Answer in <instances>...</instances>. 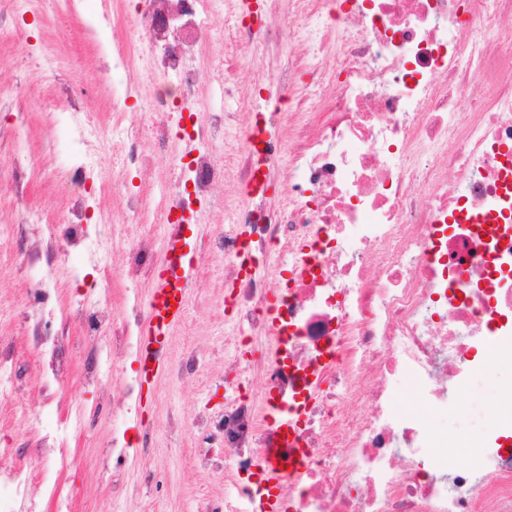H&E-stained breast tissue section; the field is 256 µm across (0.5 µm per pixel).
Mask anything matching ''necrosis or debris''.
<instances>
[{
  "instance_id": "4bbe7bcc",
  "label": "necrosis or debris",
  "mask_w": 512,
  "mask_h": 512,
  "mask_svg": "<svg viewBox=\"0 0 512 512\" xmlns=\"http://www.w3.org/2000/svg\"><path fill=\"white\" fill-rule=\"evenodd\" d=\"M278 2L136 0L132 23L121 26L119 0H103L85 31L107 70L127 76L106 85V126L57 81L59 60L43 51L39 75L55 77L70 100L55 120L70 131L63 178L74 202L65 223H43L33 201L45 176L27 164L28 131L18 125L25 162L0 182V200L20 221L0 226V252L22 245L35 225L46 243L65 240L109 272L110 238L84 231L93 200L83 188L92 178L99 193L119 191L126 174L151 170L126 108L132 97L147 102L154 138L184 158L192 190L132 196L133 211L152 205L167 225L203 201L228 215L211 249L241 327L229 342L223 410L197 411L190 424L207 442L197 466L223 470L233 496L206 512H512V430L490 429L463 457L451 453L459 445L451 422L465 414L471 382L512 360V0H288L304 25L271 38L288 42L311 80L295 96L297 74L284 68L263 90L295 107L291 135L272 136L278 110L257 111L247 149L229 158L232 115L203 95L205 72L224 74L205 36L227 12L248 48ZM116 139L117 164L104 169ZM280 160L288 174L273 204L270 166ZM228 180L242 203L214 196ZM271 254L287 262L288 278L251 270ZM127 302L119 336L104 345L115 321L110 289L32 310L58 326L34 335L48 358L43 388L69 391L72 324L87 339L78 351L85 385L136 357L147 310L139 294ZM261 336L275 348L247 359ZM257 370L262 394L244 400L240 389ZM409 377L441 426L399 411ZM24 421L41 446L27 464L0 448V512H40L46 500L71 512L58 479L76 462L70 438L90 428L82 402L71 400L49 432L39 415Z\"/></svg>"
}]
</instances>
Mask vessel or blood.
I'll list each match as a JSON object with an SVG mask.
<instances>
[{
	"label": "vessel or blood",
	"mask_w": 512,
	"mask_h": 512,
	"mask_svg": "<svg viewBox=\"0 0 512 512\" xmlns=\"http://www.w3.org/2000/svg\"><path fill=\"white\" fill-rule=\"evenodd\" d=\"M190 217L169 225L163 247V259L155 268L148 300L149 317L141 336L137 360L141 382H155L167 369L165 349L169 336L181 322L187 291L198 275V264L189 234L194 231Z\"/></svg>",
	"instance_id": "b4317fda"
}]
</instances>
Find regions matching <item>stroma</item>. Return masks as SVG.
<instances>
[{"label":"stroma","mask_w":512,"mask_h":512,"mask_svg":"<svg viewBox=\"0 0 512 512\" xmlns=\"http://www.w3.org/2000/svg\"><path fill=\"white\" fill-rule=\"evenodd\" d=\"M100 8L101 0H83L78 12L56 15V26L69 33L66 43L57 45L56 51L63 78L80 94L86 111L105 123L109 120V108L96 79L102 61L83 28L85 19ZM26 29L29 45L0 44V87L11 93L9 107L0 108V174H9L20 161L14 151L13 134L15 116L18 110H25L30 120V154L46 174L44 194L38 204L50 221L59 223L72 206L56 178L59 162L69 150V134L56 126L51 113L43 109L47 88L39 80L34 61L46 43L42 19L28 18ZM212 30V59L228 57L233 61L229 76L233 90L241 99L235 142L241 145L255 120L251 91L267 83L275 59H287L288 51L280 45L258 42L246 52H238L234 22L222 15L215 17ZM100 206L125 213L127 217L121 235L116 236L113 244L111 284L113 298L119 301L141 286L139 278L129 276L126 270L129 239L148 229L160 241L165 229L159 224L144 227L138 215L129 211L123 194L101 197ZM39 245V236L31 229L24 247L0 257V346L14 348L22 384L19 398L0 401V446L12 448L24 442L18 418L19 402L38 406L48 428L68 409L66 403L33 384L40 365L36 353L27 345L31 334L27 315L33 299L27 292L25 270L29 250ZM193 247L198 255L200 275L190 291L185 318L168 343V358L174 362L191 349H202L195 373L181 381L165 374L153 388L147 389L139 384L136 362L129 360L119 365L107 389L102 390L83 384L80 359L67 363L74 393L85 406L99 409L101 416L90 433L72 439L70 450L78 456L80 466L78 470L63 473L59 479V491L70 500L72 512H203L206 502L224 498L223 474L198 468L194 463L200 446L197 433L188 428L173 437L166 431L168 417L186 420L204 408L223 409L227 327L237 320L235 309L224 306L225 288L207 235L195 238ZM53 254L56 264L70 274L66 287L59 291L60 297L73 301L87 289L103 286L101 273L89 265L83 253L65 241L56 243ZM130 387L137 395L132 405L124 397ZM112 416L124 419L129 433L128 447L122 456L112 452V428L107 423ZM148 428L152 429L153 438L145 446L141 439ZM145 467L154 475L148 483L140 478V471ZM116 483L125 488L117 500L112 497V486Z\"/></svg>","instance_id":"stroma-1"}]
</instances>
